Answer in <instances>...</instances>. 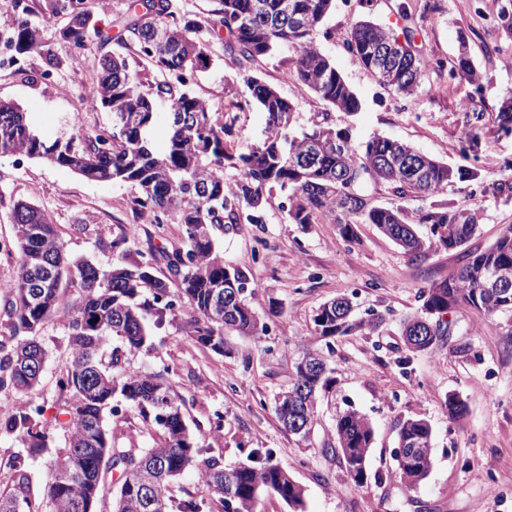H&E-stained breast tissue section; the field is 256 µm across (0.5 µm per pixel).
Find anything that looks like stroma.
I'll return each instance as SVG.
<instances>
[{"label": "stroma", "mask_w": 512, "mask_h": 512, "mask_svg": "<svg viewBox=\"0 0 512 512\" xmlns=\"http://www.w3.org/2000/svg\"><path fill=\"white\" fill-rule=\"evenodd\" d=\"M414 17L413 45L427 59L453 66L467 49L477 71L491 84L476 93L466 78L428 73L409 111L399 97L384 90L346 47L354 24L363 17L400 30V2ZM27 19L40 27L47 53L62 61L51 80H44L41 56L30 57L25 74L0 70V99L18 103L48 138L90 134L111 126L112 114L83 93V79L101 53L118 50L121 17L127 0H89L98 34L87 48L74 52L60 33L69 23L64 13L47 9L46 0H25ZM499 0H336L317 35L321 51L360 98L359 112H333L336 128L349 130L353 143L382 135L405 142L449 165L470 159L483 174L512 180V133L501 130L498 108L512 98V35L498 29ZM262 78L283 96L294 99V129L320 122L324 106L299 94L292 70L270 57L257 66ZM195 93L234 128L240 145L255 143L265 127L263 112H225V90L244 91L239 67L214 54L200 73ZM478 129L467 156H460L457 137L464 126ZM470 182L449 187L444 197L478 213V229L465 245L435 247L420 264L371 224L356 225V241H346L337 225L288 224L281 198H273L262 223L214 228L213 240L226 260L246 265L259 288L251 300L267 331L261 336L230 334L231 356L216 354L187 335L190 316L176 292V305L165 323L151 327L146 343L123 351L121 366L130 372L163 375L180 395L182 410L202 456L227 466L253 451L271 450L304 490V512H512V315L484 318L457 306L446 315L448 334L434 348L405 350L400 322L421 306L424 288L466 265L472 254L490 247L512 226V198L474 195ZM134 189L125 183L94 182L69 170L23 155L0 157V240L14 236L12 210L27 200L52 217L68 252L108 266L118 257L138 260L155 251L154 273L168 274L165 254L184 245L177 224L157 227L132 211ZM126 239L125 252L112 241ZM349 296L357 317L383 321L374 331L354 332L326 342L318 338L313 317L324 302ZM40 340L49 360L38 387L47 430L56 445L64 433L54 418L59 409L56 381L71 362L68 336L61 319L48 320ZM322 352L334 384L318 406L310 440L288 433L274 410L277 393L288 388L303 352ZM458 395L467 410L448 416L445 400ZM364 414L375 430L368 478L351 488L335 453V418L346 409ZM221 428H214L215 416ZM415 417L433 427L432 469L414 489L388 481L395 467L397 430Z\"/></svg>", "instance_id": "obj_1"}]
</instances>
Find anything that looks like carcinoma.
Instances as JSON below:
<instances>
[{
	"label": "carcinoma",
	"instance_id": "carcinoma-1",
	"mask_svg": "<svg viewBox=\"0 0 512 512\" xmlns=\"http://www.w3.org/2000/svg\"><path fill=\"white\" fill-rule=\"evenodd\" d=\"M335 0H217L213 18L198 19L179 10L176 0H127L121 40L134 47L151 65L146 74L130 68L127 58L113 52L101 56L94 71L91 98L112 113V128L88 135L32 137L27 115L15 102L0 99V156L24 154L63 167L96 182L127 183L137 189L132 209L179 224L183 249L168 261L170 277L153 273L156 255L136 264L117 259L108 267L90 265L72 256L44 210L18 201L13 209L12 242L16 272L3 294L0 309V392L36 397L40 376L28 362L36 354L48 359L38 341L44 322L60 316L68 330L72 361L57 381L62 406L56 424L65 433L64 446L55 449L46 493L35 492L25 458L8 456L0 476V512H97L112 491V512H256L263 495H273L300 509L303 488L288 472L265 457L248 455L233 467L216 457L200 458L182 410V401L160 374L125 372L114 375L121 364L118 349L105 343L118 338L125 348H140L149 336L147 317L159 325L173 303L165 300L176 287L180 301L190 311L189 336L215 353L231 354L225 333L253 336L266 331L250 306L258 285L250 269L224 259L216 250L212 228L246 219L261 223L260 211L268 199L282 196L289 224H314L320 220L340 226L347 241L355 239L353 225L373 224L397 244L413 263H422L436 243L454 249L477 232L476 214L439 200L452 183L482 179L475 166L452 167L398 140L374 136L363 145L338 152L336 138L350 140L348 131L330 122L329 113L357 112L361 102L330 58L320 50L316 36ZM54 7L72 15L63 31L76 51L86 49L92 13L85 0H55ZM500 27L512 34V0H501ZM227 31L223 52L243 69L248 89L245 97L231 95L236 109L256 107L266 114L262 138L244 151L231 153L232 128L224 116L197 96L192 85L209 67V34ZM13 60L31 54L45 55L43 76L61 62L44 53L40 29L23 19L4 39ZM293 51L297 87L304 95L324 102L323 121L288 140L295 101L250 70L258 61L282 49ZM347 48L385 89L398 96H414L426 72L427 58L399 45L389 28L360 21L352 28ZM466 76L476 92L484 90L485 76L463 53L450 76ZM168 104L167 142L159 149L153 128L158 104ZM238 171L230 177L227 169ZM383 185L402 201L421 200L428 205L409 216L402 206L385 207L367 194V185ZM430 225L431 237L416 234L414 224ZM512 271V227L496 242L447 279L421 292L420 311L401 324V335L415 337V351L436 346L448 330L442 315L464 305L493 319L512 312V286L488 287L490 273ZM78 289L67 299L64 275ZM352 300L340 296L319 306L314 316L318 335L326 341L355 330H374L380 317L357 320L349 313ZM312 363L305 370L295 365L288 390L280 393L275 413L291 434L306 440L295 422L308 416L315 426L320 399L330 392L333 378L324 356L308 350L302 356ZM136 408L155 436L149 447H122L112 440L107 425L119 416L117 396ZM336 449L350 483L361 488L367 480V463L374 441L371 422L355 409L343 411L335 423ZM17 436L26 453L35 457L50 448L43 409L28 407L0 410V435ZM432 427L423 419L399 424L395 474L400 484L413 487L427 478L432 466ZM197 469L201 493L184 492L177 498L173 484L185 470ZM119 477H114V472Z\"/></svg>",
	"mask_w": 512,
	"mask_h": 512
}]
</instances>
